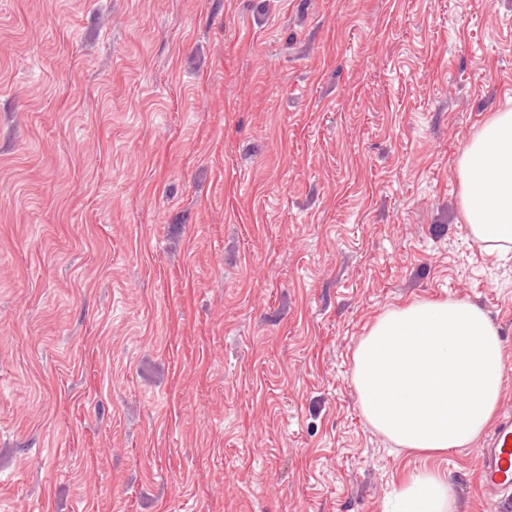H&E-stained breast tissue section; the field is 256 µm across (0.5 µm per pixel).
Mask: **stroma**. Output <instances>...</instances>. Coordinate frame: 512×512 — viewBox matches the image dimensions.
<instances>
[{"label":"stroma","mask_w":512,"mask_h":512,"mask_svg":"<svg viewBox=\"0 0 512 512\" xmlns=\"http://www.w3.org/2000/svg\"><path fill=\"white\" fill-rule=\"evenodd\" d=\"M512 109V0H0V512H389L480 444L361 413L378 316L488 313L457 158Z\"/></svg>","instance_id":"1"}]
</instances>
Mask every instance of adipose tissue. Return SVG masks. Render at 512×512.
<instances>
[{
    "mask_svg": "<svg viewBox=\"0 0 512 512\" xmlns=\"http://www.w3.org/2000/svg\"><path fill=\"white\" fill-rule=\"evenodd\" d=\"M460 208L474 240L512 249V110L492 113L457 160ZM506 360L488 315L462 300L422 299L385 311L353 354L360 409L396 445L444 453L472 445L499 406ZM395 512H455L433 468L400 479Z\"/></svg>",
    "mask_w": 512,
    "mask_h": 512,
    "instance_id": "obj_1",
    "label": "adipose tissue"
}]
</instances>
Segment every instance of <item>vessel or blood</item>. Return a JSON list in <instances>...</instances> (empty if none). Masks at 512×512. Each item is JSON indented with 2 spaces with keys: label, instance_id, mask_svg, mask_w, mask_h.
<instances>
[{
  "label": "vessel or blood",
  "instance_id": "b4317fda",
  "mask_svg": "<svg viewBox=\"0 0 512 512\" xmlns=\"http://www.w3.org/2000/svg\"><path fill=\"white\" fill-rule=\"evenodd\" d=\"M479 488L498 498L500 505L512 502V421L501 420L481 453Z\"/></svg>",
  "mask_w": 512,
  "mask_h": 512
}]
</instances>
